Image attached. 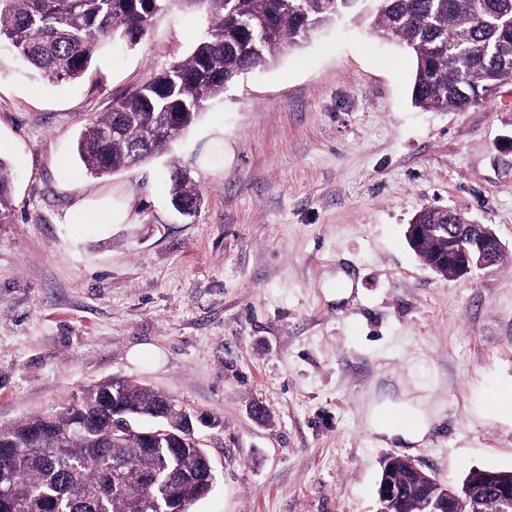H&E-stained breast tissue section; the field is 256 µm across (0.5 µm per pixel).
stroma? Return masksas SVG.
Instances as JSON below:
<instances>
[{
    "instance_id": "35a3bbf8",
    "label": "stroma",
    "mask_w": 512,
    "mask_h": 512,
    "mask_svg": "<svg viewBox=\"0 0 512 512\" xmlns=\"http://www.w3.org/2000/svg\"><path fill=\"white\" fill-rule=\"evenodd\" d=\"M206 26L191 8L134 49L50 84L0 44V424L121 377L205 419L217 471L192 512H375L397 454L444 484L512 470V266L443 279L411 249L422 207L490 226L512 257V87L463 112L411 101L413 61L368 23L318 30L208 104L174 157L202 195L170 204L168 157L93 179L75 157L89 121ZM80 202L117 224H70ZM351 284L335 299L337 280ZM394 376L439 403L423 446L373 441L372 393ZM266 409L255 419L253 404ZM13 180L11 170L0 159V221L7 220L13 210Z\"/></svg>"
}]
</instances>
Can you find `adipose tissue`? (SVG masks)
Masks as SVG:
<instances>
[{
    "instance_id": "1",
    "label": "adipose tissue",
    "mask_w": 512,
    "mask_h": 512,
    "mask_svg": "<svg viewBox=\"0 0 512 512\" xmlns=\"http://www.w3.org/2000/svg\"><path fill=\"white\" fill-rule=\"evenodd\" d=\"M438 415L437 405L430 402L412 403L382 394L371 397L366 426L371 435L377 436L379 443L412 446L425 441Z\"/></svg>"
}]
</instances>
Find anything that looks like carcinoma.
<instances>
[{"mask_svg": "<svg viewBox=\"0 0 512 512\" xmlns=\"http://www.w3.org/2000/svg\"><path fill=\"white\" fill-rule=\"evenodd\" d=\"M175 4L194 6L207 26L190 55L113 101L77 140L92 178L169 152L206 104L249 69L273 61L321 26L370 20L372 33L414 59L411 99L425 111H463L512 85V0H0V42L51 83L74 81L106 46H136ZM171 203L196 213L201 195L188 170L171 171ZM13 210L11 170L0 159V221ZM428 225L412 246L425 265L455 276L472 233L457 210L425 206ZM151 428L141 422L156 414ZM194 414L169 394L129 380L90 385L72 403L0 425V512H191L215 471ZM471 469L467 508L490 512L512 471ZM380 480L400 491L394 512H434L439 481L402 461Z\"/></svg>", "mask_w": 512, "mask_h": 512, "instance_id": "obj_1", "label": "carcinoma"}]
</instances>
